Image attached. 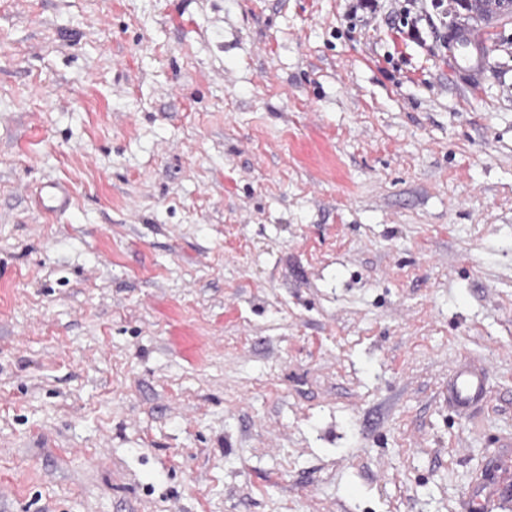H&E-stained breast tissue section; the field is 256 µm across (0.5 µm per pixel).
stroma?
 Masks as SVG:
<instances>
[{
  "label": "stroma",
  "instance_id": "1",
  "mask_svg": "<svg viewBox=\"0 0 512 512\" xmlns=\"http://www.w3.org/2000/svg\"><path fill=\"white\" fill-rule=\"evenodd\" d=\"M423 8L0 0V512L512 486V18L452 2L417 44ZM443 29L481 33L478 84ZM36 203L48 215L66 213L73 206L69 192L55 182L40 186ZM486 396V381L482 372L459 366L448 386V402L467 413Z\"/></svg>",
  "mask_w": 512,
  "mask_h": 512
}]
</instances>
